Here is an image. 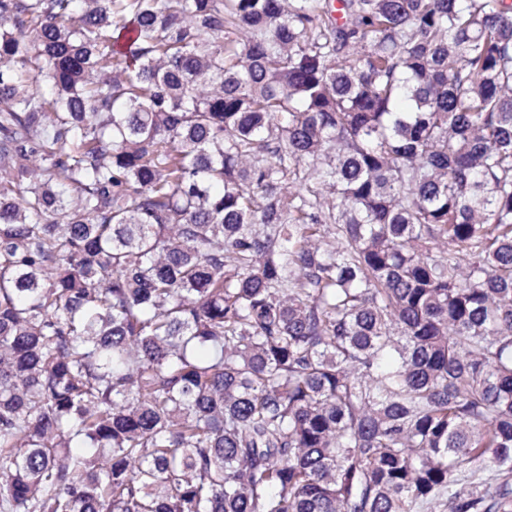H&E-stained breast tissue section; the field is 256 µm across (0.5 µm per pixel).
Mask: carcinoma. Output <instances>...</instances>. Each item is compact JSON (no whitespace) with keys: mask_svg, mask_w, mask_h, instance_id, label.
I'll return each instance as SVG.
<instances>
[{"mask_svg":"<svg viewBox=\"0 0 512 512\" xmlns=\"http://www.w3.org/2000/svg\"><path fill=\"white\" fill-rule=\"evenodd\" d=\"M0 512H512V3L0 0Z\"/></svg>","mask_w":512,"mask_h":512,"instance_id":"1","label":"carcinoma"}]
</instances>
